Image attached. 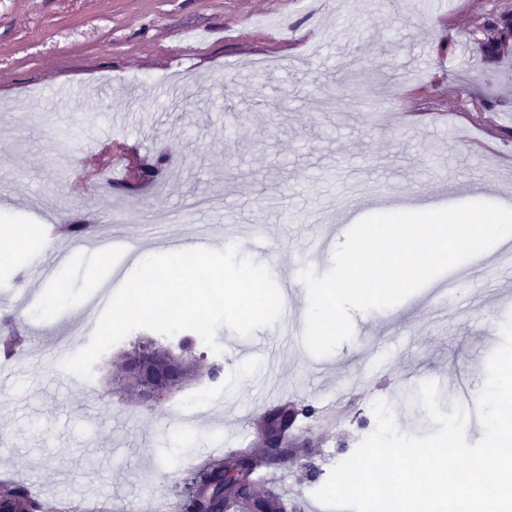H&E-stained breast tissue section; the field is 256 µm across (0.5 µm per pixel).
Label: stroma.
<instances>
[{
    "label": "stroma",
    "mask_w": 512,
    "mask_h": 512,
    "mask_svg": "<svg viewBox=\"0 0 512 512\" xmlns=\"http://www.w3.org/2000/svg\"><path fill=\"white\" fill-rule=\"evenodd\" d=\"M503 15L512 0H0V227L88 224L95 237H134L162 254L173 224L186 237L198 224H261L282 290L303 268H331L323 225L376 188L512 208V38L491 59L481 48L486 23ZM174 72L190 100L169 96ZM378 97L385 113L365 106ZM108 148L157 167L154 183L107 169ZM54 255L31 243L0 269V315L32 265L54 264L66 286L63 313L45 311L39 286L25 368L0 384V472L37 492L41 512L112 498L123 512L147 501L162 512L185 496L193 464L256 436L264 409L287 399L341 418L327 432L299 429L312 447L273 468L291 512H306L374 431L371 417L355 423L360 410L382 399L400 431L434 432L421 384L435 383L451 412L453 387L484 383L512 319V257L494 247L482 269L453 268L449 297L419 291L353 312L351 339L322 358L299 332L282 336L273 364L260 329L219 328V355L189 330L137 329L116 350L188 339L203 365L148 410L107 387L111 353L84 380L54 350L69 336L88 344L79 305L108 272L129 274L133 258L100 267Z\"/></svg>",
    "instance_id": "obj_1"
}]
</instances>
